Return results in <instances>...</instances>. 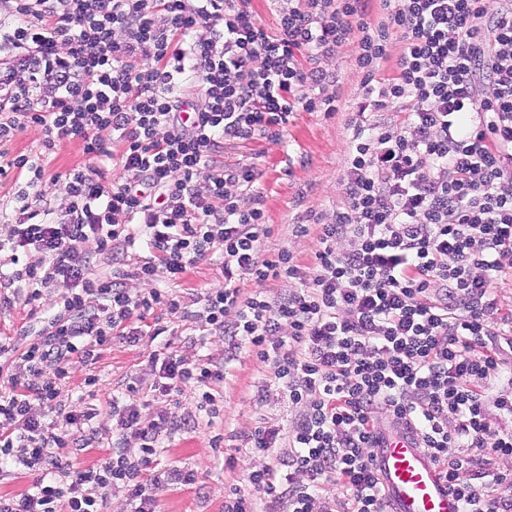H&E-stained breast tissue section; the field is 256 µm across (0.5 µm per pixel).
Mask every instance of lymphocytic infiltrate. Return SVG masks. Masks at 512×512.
<instances>
[{"label": "lymphocytic infiltrate", "mask_w": 512, "mask_h": 512, "mask_svg": "<svg viewBox=\"0 0 512 512\" xmlns=\"http://www.w3.org/2000/svg\"><path fill=\"white\" fill-rule=\"evenodd\" d=\"M372 2L278 0L271 30L249 0H0V147L41 132L35 154L0 165L15 187L0 308L23 304L42 323L21 347L0 336V470L39 474L0 496V512H104L111 492L129 512H157L162 491L195 478L158 468L161 435L218 418L215 386L245 351L299 412L287 428L235 433L252 464L224 512H390L370 450L401 427L461 512H512V483L488 468L512 456V429L495 424L512 415V336L500 329L512 310L496 292L512 269V0H381L375 24ZM350 40L364 79L345 203L294 225L318 230L305 273L290 251L265 253L255 168L224 150L281 142L296 113L336 112L323 62ZM64 139L88 162L62 175L68 204L55 210L45 163ZM217 248L224 279L194 305L156 287ZM98 253L111 272L95 273ZM159 311L202 330L184 353L147 355L153 399L192 390L183 412L144 416L134 382L112 391L114 428L72 405L75 369L97 387L104 350L166 335L146 325ZM212 336L223 360L204 352ZM108 435L104 463L46 472L56 450Z\"/></svg>", "instance_id": "f902f5d3"}]
</instances>
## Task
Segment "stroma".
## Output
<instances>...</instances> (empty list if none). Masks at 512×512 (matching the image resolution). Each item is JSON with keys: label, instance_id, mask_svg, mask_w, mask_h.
Segmentation results:
<instances>
[{"label": "stroma", "instance_id": "stroma-1", "mask_svg": "<svg viewBox=\"0 0 512 512\" xmlns=\"http://www.w3.org/2000/svg\"><path fill=\"white\" fill-rule=\"evenodd\" d=\"M338 74L337 85L329 94L340 97V110L333 115L301 112L292 118L281 143L252 140L226 150L225 160L254 165L258 173L256 188L265 200L267 222L272 232L263 241L269 255L287 249L299 264L311 266L316 248L315 235L294 237L292 226L301 213L332 212L342 206L341 180L344 169L345 142L349 126L357 117L363 74L355 62L353 44H345L328 62ZM86 157L79 142L65 140L46 166L44 190L52 207L60 209L65 200L55 179L70 168L84 164ZM97 371L102 389L83 396L86 407L105 409L113 385L136 378L141 387H149L154 375L139 347L112 346L103 352ZM267 373L254 354L243 353L229 365V376L219 390L224 397V416L214 425L200 423L190 433L164 436L165 450L160 464L176 465L194 471L195 482L177 485L159 498V512H222L224 493L234 486H243L245 461L233 460V442H224L222 450L211 448L216 434L247 431L261 419L272 418L289 426L297 409L277 397L266 402L255 401L254 394Z\"/></svg>", "mask_w": 512, "mask_h": 512}]
</instances>
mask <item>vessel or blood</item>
I'll list each match as a JSON object with an SVG mask.
<instances>
[{
	"label": "vessel or blood",
	"mask_w": 512,
	"mask_h": 512,
	"mask_svg": "<svg viewBox=\"0 0 512 512\" xmlns=\"http://www.w3.org/2000/svg\"><path fill=\"white\" fill-rule=\"evenodd\" d=\"M372 455L391 512H461L459 500L412 433L384 434Z\"/></svg>",
	"instance_id": "vessel-or-blood-1"
}]
</instances>
